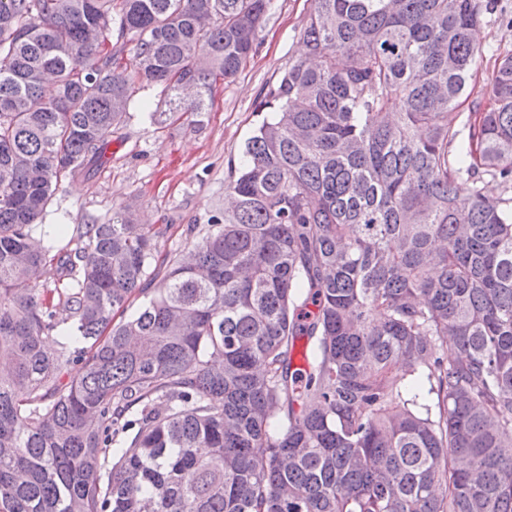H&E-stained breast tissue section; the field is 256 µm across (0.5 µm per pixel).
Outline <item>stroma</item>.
Returning a JSON list of instances; mask_svg holds the SVG:
<instances>
[{
  "mask_svg": "<svg viewBox=\"0 0 512 512\" xmlns=\"http://www.w3.org/2000/svg\"><path fill=\"white\" fill-rule=\"evenodd\" d=\"M311 8V0H272L250 61L234 79L214 84L206 111L171 115L159 89L137 90L105 163L63 182L31 236L50 241L59 225L105 224L127 210L138 223L160 228L159 255L184 251L188 226L223 211L230 168L263 118L257 107L268 88L301 57ZM476 38L483 53L475 83L485 104L499 57L512 53V0H496Z\"/></svg>",
  "mask_w": 512,
  "mask_h": 512,
  "instance_id": "obj_1",
  "label": "stroma"
}]
</instances>
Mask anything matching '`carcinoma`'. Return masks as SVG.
<instances>
[{
    "label": "carcinoma",
    "mask_w": 512,
    "mask_h": 512,
    "mask_svg": "<svg viewBox=\"0 0 512 512\" xmlns=\"http://www.w3.org/2000/svg\"><path fill=\"white\" fill-rule=\"evenodd\" d=\"M270 4L0 0V512H512V53L457 111L492 0H312L186 258L129 211L32 240L135 86L206 111Z\"/></svg>",
    "instance_id": "cac0c4a2"
}]
</instances>
